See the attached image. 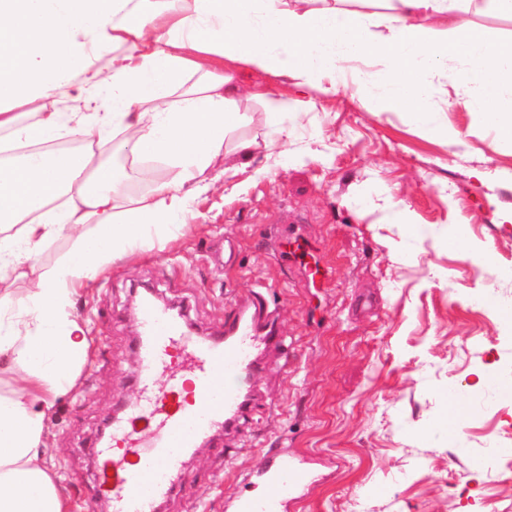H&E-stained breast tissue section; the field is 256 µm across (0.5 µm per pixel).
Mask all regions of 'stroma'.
Listing matches in <instances>:
<instances>
[{"instance_id":"stroma-1","label":"stroma","mask_w":512,"mask_h":512,"mask_svg":"<svg viewBox=\"0 0 512 512\" xmlns=\"http://www.w3.org/2000/svg\"><path fill=\"white\" fill-rule=\"evenodd\" d=\"M304 98L290 137L250 165L225 142L175 237L78 289L71 312L89 357L43 439L73 512L109 509L96 447L136 396L134 307L147 288L182 305L202 336L223 330L225 305L263 292L284 346L252 380L246 421L186 457L161 512H232L239 495L267 494L242 479L270 448L309 461L315 476L285 512H512V469L487 460L491 441L512 457V400L500 397L512 388V330L499 304L478 300L488 275L512 268V147L461 107L446 112L463 140L451 147L350 92ZM107 153L129 197L164 175L157 164L144 175L124 134L95 149L94 166ZM452 225L467 228V245L452 243ZM72 243L47 242L17 295L33 293Z\"/></svg>"}]
</instances>
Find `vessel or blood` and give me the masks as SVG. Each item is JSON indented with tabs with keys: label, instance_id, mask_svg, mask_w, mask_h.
Instances as JSON below:
<instances>
[{
	"label": "vessel or blood",
	"instance_id": "obj_1",
	"mask_svg": "<svg viewBox=\"0 0 512 512\" xmlns=\"http://www.w3.org/2000/svg\"><path fill=\"white\" fill-rule=\"evenodd\" d=\"M270 311L261 296L233 306L220 336L193 335L168 307L140 301L138 399L112 421V434L96 451L98 494L111 512H159L173 491L184 458L217 430H229L248 413L249 380L266 351L279 345L262 321ZM196 390L197 399L183 398ZM273 495L240 497L234 512H281L312 481L302 460L279 451L262 455L252 471Z\"/></svg>",
	"mask_w": 512,
	"mask_h": 512
}]
</instances>
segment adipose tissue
Wrapping results in <instances>:
<instances>
[{"label": "adipose tissue", "instance_id": "1", "mask_svg": "<svg viewBox=\"0 0 512 512\" xmlns=\"http://www.w3.org/2000/svg\"><path fill=\"white\" fill-rule=\"evenodd\" d=\"M462 12L512 18V0H0V130L35 145L0 163V359L24 385L0 395V512H69L43 467L45 420L86 361L88 338L71 317L78 286L115 256L152 247L188 222V203L210 184L224 143L246 121L229 63L293 81L287 94L253 91L272 133L289 134L303 90H352L366 111L405 114L428 137L454 146L459 132L436 99L449 79L454 103L481 106L498 140L512 144V37L459 23ZM106 42L123 46L109 73L92 58ZM67 92L87 112L45 109L19 123L16 107ZM119 130L134 158L161 161L170 178L123 202V178L93 155L50 143ZM73 234L70 252L40 273L36 292L15 297L11 279L45 243Z\"/></svg>", "mask_w": 512, "mask_h": 512}]
</instances>
